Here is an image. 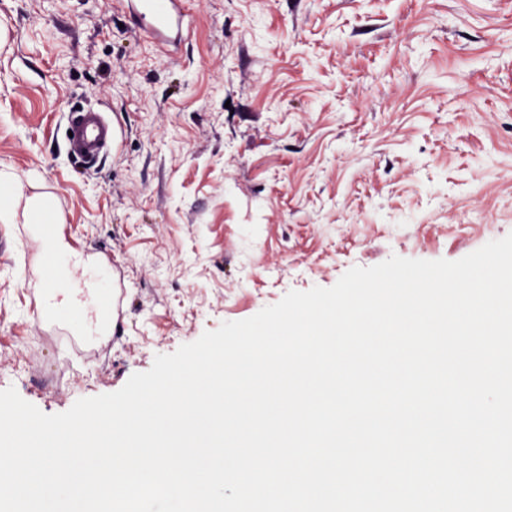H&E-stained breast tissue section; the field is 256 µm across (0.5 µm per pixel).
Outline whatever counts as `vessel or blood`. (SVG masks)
I'll use <instances>...</instances> for the list:
<instances>
[{"mask_svg":"<svg viewBox=\"0 0 512 512\" xmlns=\"http://www.w3.org/2000/svg\"><path fill=\"white\" fill-rule=\"evenodd\" d=\"M126 3L142 21L147 36L160 47L170 45L179 31L188 25L184 0H126ZM64 128L69 132L64 139L69 155L87 165L95 164L120 145V130L105 113L99 111L69 112ZM40 326L46 338L66 337L84 356L93 357L98 353L97 346L85 343L63 321L45 317L41 319Z\"/></svg>","mask_w":512,"mask_h":512,"instance_id":"vessel-or-blood-1","label":"vessel or blood"}]
</instances>
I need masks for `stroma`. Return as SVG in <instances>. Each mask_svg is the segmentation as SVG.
<instances>
[{
  "label": "stroma",
  "instance_id": "stroma-1",
  "mask_svg": "<svg viewBox=\"0 0 512 512\" xmlns=\"http://www.w3.org/2000/svg\"><path fill=\"white\" fill-rule=\"evenodd\" d=\"M157 50L123 0H0V171L53 199L72 287L119 268L96 358L43 338L49 256L0 223V390L43 413L112 393L223 322L391 256L455 261L381 224L512 232V0H187ZM122 132L94 168L64 116Z\"/></svg>",
  "mask_w": 512,
  "mask_h": 512
}]
</instances>
